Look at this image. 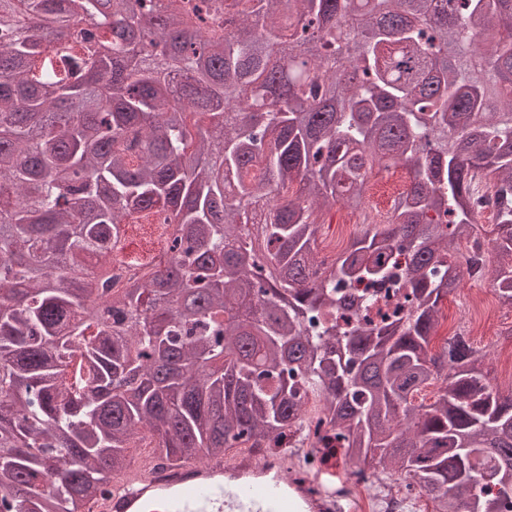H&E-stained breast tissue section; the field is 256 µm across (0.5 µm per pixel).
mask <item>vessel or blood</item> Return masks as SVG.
Returning <instances> with one entry per match:
<instances>
[{
  "mask_svg": "<svg viewBox=\"0 0 512 512\" xmlns=\"http://www.w3.org/2000/svg\"><path fill=\"white\" fill-rule=\"evenodd\" d=\"M287 457L238 452L178 468L134 465L87 512H357L335 471L289 479Z\"/></svg>",
  "mask_w": 512,
  "mask_h": 512,
  "instance_id": "1",
  "label": "vessel or blood"
}]
</instances>
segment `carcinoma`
Segmentation results:
<instances>
[{
  "label": "carcinoma",
  "mask_w": 512,
  "mask_h": 512,
  "mask_svg": "<svg viewBox=\"0 0 512 512\" xmlns=\"http://www.w3.org/2000/svg\"><path fill=\"white\" fill-rule=\"evenodd\" d=\"M376 166L410 187L320 258ZM155 209L164 255L107 295V241ZM483 272L512 308V0H0V512H85L139 442L325 440L433 512H512V391L431 346ZM371 287L403 303L375 321Z\"/></svg>",
  "instance_id": "cac0c4a2"
}]
</instances>
